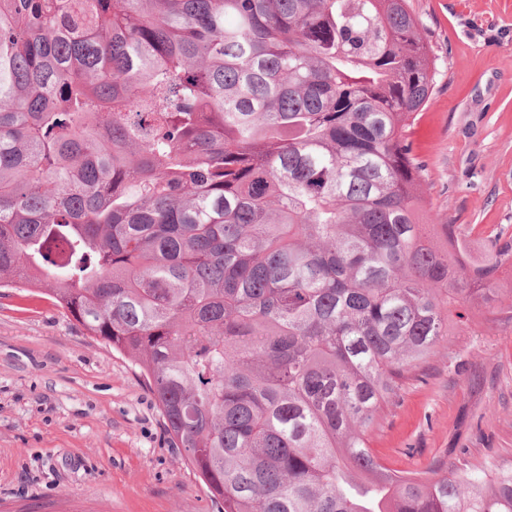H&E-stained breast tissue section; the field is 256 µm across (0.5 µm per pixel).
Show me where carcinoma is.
<instances>
[{"mask_svg": "<svg viewBox=\"0 0 512 512\" xmlns=\"http://www.w3.org/2000/svg\"><path fill=\"white\" fill-rule=\"evenodd\" d=\"M432 65L408 0H0V288L131 361L215 512H512L369 449L512 269L428 218Z\"/></svg>", "mask_w": 512, "mask_h": 512, "instance_id": "1", "label": "carcinoma"}]
</instances>
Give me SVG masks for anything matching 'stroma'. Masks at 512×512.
<instances>
[{
  "instance_id": "stroma-1",
  "label": "stroma",
  "mask_w": 512,
  "mask_h": 512,
  "mask_svg": "<svg viewBox=\"0 0 512 512\" xmlns=\"http://www.w3.org/2000/svg\"><path fill=\"white\" fill-rule=\"evenodd\" d=\"M436 55L421 191L470 260L512 238V0H409ZM370 446L389 468H512V281L468 307ZM0 512H215L129 360L51 299L0 288Z\"/></svg>"
}]
</instances>
